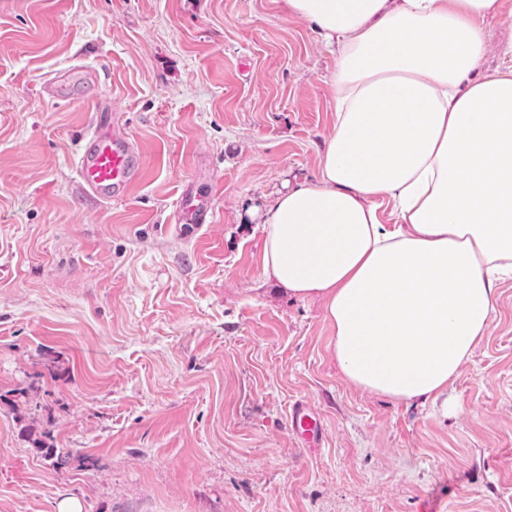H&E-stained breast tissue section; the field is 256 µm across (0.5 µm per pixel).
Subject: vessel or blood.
<instances>
[{
  "label": "vessel or blood",
  "mask_w": 512,
  "mask_h": 512,
  "mask_svg": "<svg viewBox=\"0 0 512 512\" xmlns=\"http://www.w3.org/2000/svg\"><path fill=\"white\" fill-rule=\"evenodd\" d=\"M79 68L54 76L47 84L49 92L67 99L75 86ZM141 152L127 128L117 120L92 122L76 150V174L86 194L104 202L123 200L129 187L141 176ZM179 207L193 224L207 222L210 206L207 199L184 191ZM288 422L311 445L322 438L321 422L303 402L295 403Z\"/></svg>",
  "instance_id": "b4317fda"
}]
</instances>
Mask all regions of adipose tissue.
Returning <instances> with one entry per match:
<instances>
[{"instance_id":"1","label":"adipose tissue","mask_w":512,"mask_h":512,"mask_svg":"<svg viewBox=\"0 0 512 512\" xmlns=\"http://www.w3.org/2000/svg\"><path fill=\"white\" fill-rule=\"evenodd\" d=\"M503 0H282L335 48L315 181L261 218L265 275L318 297L351 387L444 401L512 278V65L477 75Z\"/></svg>"}]
</instances>
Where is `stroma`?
Segmentation results:
<instances>
[{"label": "stroma", "mask_w": 512, "mask_h": 512, "mask_svg": "<svg viewBox=\"0 0 512 512\" xmlns=\"http://www.w3.org/2000/svg\"><path fill=\"white\" fill-rule=\"evenodd\" d=\"M482 25L485 74L512 15ZM333 65L279 0H0V512H512V280L443 410L347 386L321 302L263 275L261 208L317 175ZM101 102L143 157L112 204L75 170ZM187 188L212 194L197 233ZM85 71L82 67L77 66L70 71L65 72L63 75L54 76L47 83L49 92L59 99H69L71 91L77 82V77L80 72ZM288 422L310 446L318 444L321 440V422L305 402H297L292 406Z\"/></svg>", "instance_id": "35a3bbf8"}]
</instances>
